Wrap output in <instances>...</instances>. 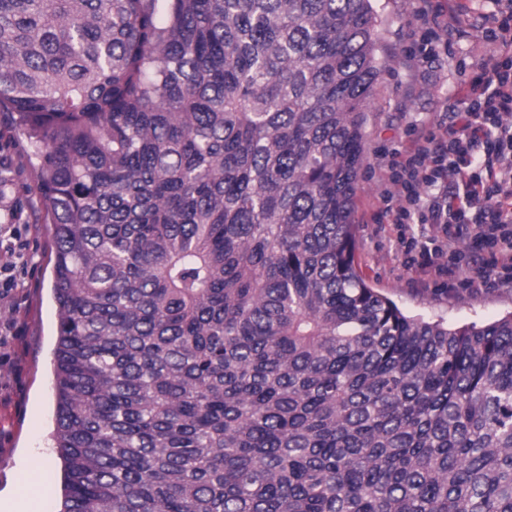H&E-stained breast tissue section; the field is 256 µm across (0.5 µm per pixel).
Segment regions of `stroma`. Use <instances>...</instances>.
<instances>
[{
	"label": "stroma",
	"mask_w": 512,
	"mask_h": 512,
	"mask_svg": "<svg viewBox=\"0 0 512 512\" xmlns=\"http://www.w3.org/2000/svg\"><path fill=\"white\" fill-rule=\"evenodd\" d=\"M377 56L381 72L366 110L365 165L354 199L356 261L372 288L393 299L407 314L451 326L494 322L512 313V288L450 292L424 287L421 275L403 264L399 224H376L389 190L380 168L383 153L399 148L405 118L438 111L461 80L462 67L486 61L480 27L492 0H471L467 26L448 48L445 60H411V0H376ZM32 148L7 114H0V154L13 166V184L0 192V216L15 211L22 242L14 271L16 288L0 293V492L18 508L36 499L38 512H58L62 497L61 461L53 447L56 399L52 357L57 340V308L52 295L54 245Z\"/></svg>",
	"instance_id": "obj_1"
}]
</instances>
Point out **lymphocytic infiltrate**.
<instances>
[{
  "mask_svg": "<svg viewBox=\"0 0 512 512\" xmlns=\"http://www.w3.org/2000/svg\"><path fill=\"white\" fill-rule=\"evenodd\" d=\"M412 2L420 22L413 54L438 60L465 7L461 0ZM494 2L481 36L492 62L471 71L440 111L410 122L400 148L382 157L393 223L447 229L442 239L401 237L405 265L452 290L512 282V0ZM464 267L472 275L461 281Z\"/></svg>",
  "mask_w": 512,
  "mask_h": 512,
  "instance_id": "obj_1",
  "label": "lymphocytic infiltrate"
}]
</instances>
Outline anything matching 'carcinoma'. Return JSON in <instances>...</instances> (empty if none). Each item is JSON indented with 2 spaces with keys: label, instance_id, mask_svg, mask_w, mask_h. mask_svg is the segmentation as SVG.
<instances>
[{
  "label": "carcinoma",
  "instance_id": "obj_1",
  "mask_svg": "<svg viewBox=\"0 0 512 512\" xmlns=\"http://www.w3.org/2000/svg\"><path fill=\"white\" fill-rule=\"evenodd\" d=\"M374 0H0L55 248L59 512H512V314L356 260Z\"/></svg>",
  "mask_w": 512,
  "mask_h": 512
}]
</instances>
